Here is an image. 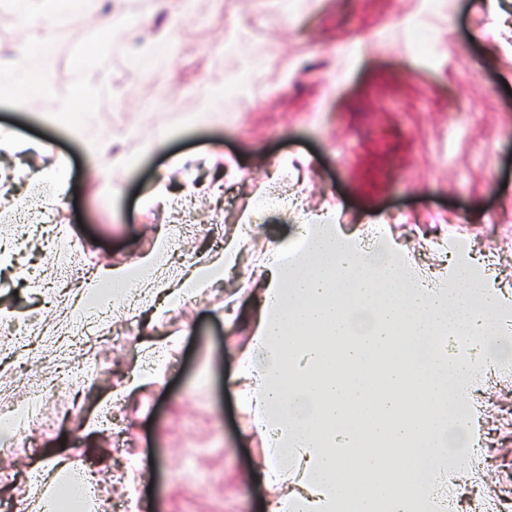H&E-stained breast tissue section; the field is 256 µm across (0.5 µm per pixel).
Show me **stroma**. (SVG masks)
I'll return each instance as SVG.
<instances>
[{"label":"stroma","mask_w":512,"mask_h":512,"mask_svg":"<svg viewBox=\"0 0 512 512\" xmlns=\"http://www.w3.org/2000/svg\"><path fill=\"white\" fill-rule=\"evenodd\" d=\"M64 13L56 40L37 43L0 97V141L17 144L0 150V212L35 207L0 223V317L31 338L18 352L0 346V404L42 382L59 357L46 337L72 316L69 296L41 289L58 260L42 207L83 249L71 294L98 265L129 262L163 232L177 238L176 272L220 251L250 216L245 260L254 264L306 214L330 209L363 243L386 231L431 278L449 251L481 256L512 303V0L493 11L483 0H293L288 9L282 0H94L88 11L67 0ZM35 25L0 0L1 49L36 43ZM418 29L430 51L418 48ZM245 69L255 84L247 97L232 84ZM77 86L118 101L104 112L84 100L78 137L59 116ZM452 96L470 111H452ZM89 140L109 153L91 156ZM62 163L64 193H34V175ZM185 216L193 230L180 238ZM258 288L237 271L156 320L142 302L148 285L118 302L112 330L132 340L101 342L93 386L60 389L27 419V451L0 458V512H38L33 469L57 457L95 465L113 498L135 493L136 512H265L264 441L249 432L234 381L250 328L224 324L225 300L249 306ZM157 346L161 378L122 392ZM464 398L477 430L448 512H471L474 488L512 501V372L486 373ZM103 411L121 440L103 426L87 431Z\"/></svg>","instance_id":"stroma-1"}]
</instances>
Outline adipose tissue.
Wrapping results in <instances>:
<instances>
[{
    "label": "adipose tissue",
    "mask_w": 512,
    "mask_h": 512,
    "mask_svg": "<svg viewBox=\"0 0 512 512\" xmlns=\"http://www.w3.org/2000/svg\"><path fill=\"white\" fill-rule=\"evenodd\" d=\"M159 242L130 265H102L99 285L128 295L166 259ZM243 239L160 288L179 304L239 267ZM450 282L416 277L393 239L360 247L341 225L309 216L300 246L263 258L252 337L236 378L253 425L266 439L264 474L275 497L269 512H338L359 484V512H447L451 452L464 429L452 389L472 382L506 342L493 329L506 306L473 259H455ZM481 304H473V294ZM460 332L481 360L449 359Z\"/></svg>",
    "instance_id": "obj_1"
}]
</instances>
